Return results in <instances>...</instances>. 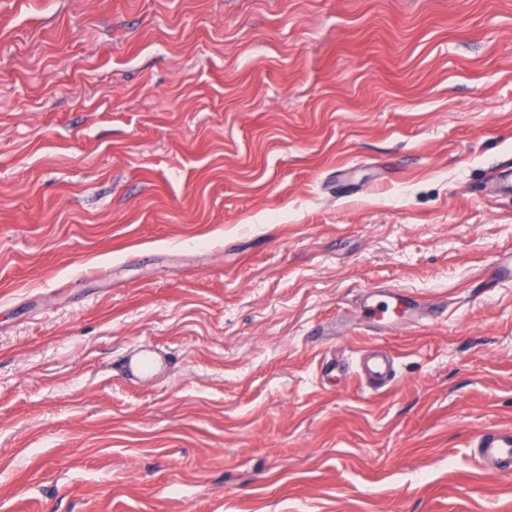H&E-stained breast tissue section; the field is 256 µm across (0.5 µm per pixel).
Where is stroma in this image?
<instances>
[{"label":"stroma","instance_id":"1","mask_svg":"<svg viewBox=\"0 0 512 512\" xmlns=\"http://www.w3.org/2000/svg\"><path fill=\"white\" fill-rule=\"evenodd\" d=\"M509 158L512 0H0V512H512ZM362 322L371 328H385L402 317L424 324L433 317L418 299L400 291L381 290L365 295L359 302ZM167 359L164 350L157 345L138 344L123 359V376L130 382H138L165 368ZM359 374L373 392L387 389L396 374V360L387 350H372L359 357ZM471 448L484 470L512 475V428L486 431L473 440Z\"/></svg>","mask_w":512,"mask_h":512}]
</instances>
